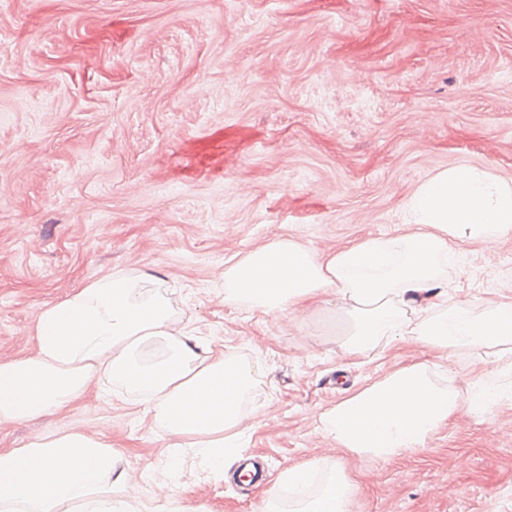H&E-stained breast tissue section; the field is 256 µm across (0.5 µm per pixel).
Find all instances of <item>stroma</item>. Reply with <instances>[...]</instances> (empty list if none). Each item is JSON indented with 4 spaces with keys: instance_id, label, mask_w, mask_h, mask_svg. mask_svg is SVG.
Listing matches in <instances>:
<instances>
[{
    "instance_id": "stroma-1",
    "label": "stroma",
    "mask_w": 512,
    "mask_h": 512,
    "mask_svg": "<svg viewBox=\"0 0 512 512\" xmlns=\"http://www.w3.org/2000/svg\"><path fill=\"white\" fill-rule=\"evenodd\" d=\"M224 130V175L192 181L185 144ZM454 165L512 181V0H0V362L32 354L45 306L112 274L156 271L192 334L264 373L238 464L177 461L135 397L93 382L71 410L0 424V449L78 426L185 512H260L318 460L354 483L350 512H512V392L459 411L423 447L362 458L318 416L398 365L428 361L469 398L504 363L412 342L350 355L324 305L296 316L224 303L226 261L277 236L324 255L404 228L405 201ZM448 298L512 296V236L472 243Z\"/></svg>"
}]
</instances>
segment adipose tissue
<instances>
[{
	"mask_svg": "<svg viewBox=\"0 0 512 512\" xmlns=\"http://www.w3.org/2000/svg\"><path fill=\"white\" fill-rule=\"evenodd\" d=\"M410 230L366 237L315 254L279 237L224 266V302L293 314L329 297L346 323L343 344L361 354L410 341L434 351L512 353V299L480 311L449 302L448 272L467 242L512 235V182L485 168L454 166L423 181L405 203ZM156 274L118 273L45 307L32 355L0 362V424L69 410L107 377L135 397L175 447L199 449L211 470L236 456L234 435L253 429L245 408L261 374L189 334ZM501 396L489 384L461 399L424 361L398 366L319 416L337 446L374 459L422 447L460 408L478 415ZM128 475L104 437L72 427L0 450V512H124ZM310 467L288 471L292 512H347L353 486L331 470L314 494Z\"/></svg>",
	"mask_w": 512,
	"mask_h": 512,
	"instance_id": "1",
	"label": "adipose tissue"
}]
</instances>
